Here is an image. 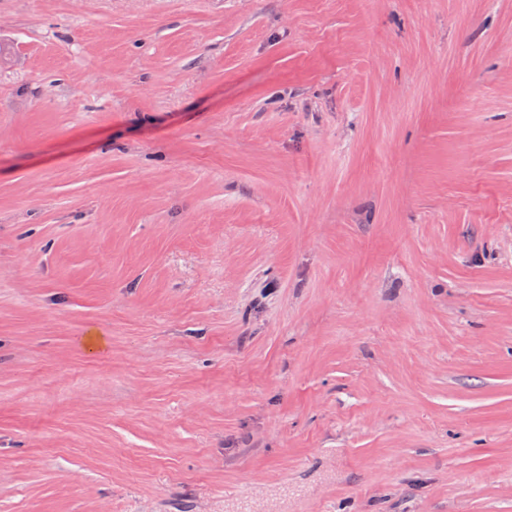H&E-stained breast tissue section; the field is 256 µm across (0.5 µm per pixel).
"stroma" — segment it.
Here are the masks:
<instances>
[{"mask_svg": "<svg viewBox=\"0 0 512 512\" xmlns=\"http://www.w3.org/2000/svg\"><path fill=\"white\" fill-rule=\"evenodd\" d=\"M512 512V0H0V512Z\"/></svg>", "mask_w": 512, "mask_h": 512, "instance_id": "1", "label": "stroma"}]
</instances>
